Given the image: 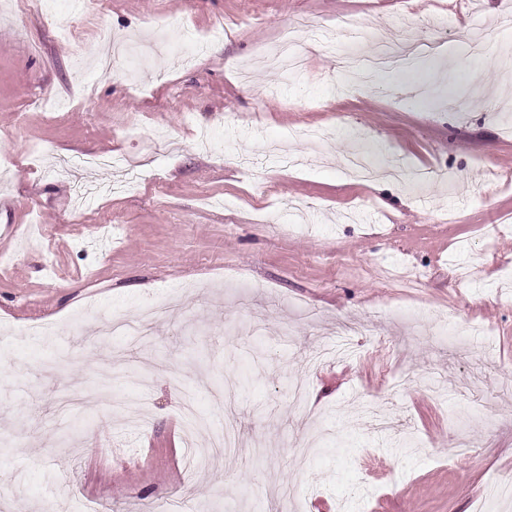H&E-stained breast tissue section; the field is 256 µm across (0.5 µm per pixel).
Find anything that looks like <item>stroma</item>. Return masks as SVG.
<instances>
[{
  "label": "stroma",
  "instance_id": "stroma-1",
  "mask_svg": "<svg viewBox=\"0 0 512 512\" xmlns=\"http://www.w3.org/2000/svg\"><path fill=\"white\" fill-rule=\"evenodd\" d=\"M26 2L0 0V512H475L512 473L501 0ZM289 24L306 67L266 69ZM403 29L441 51L340 74ZM116 41L166 50L108 73ZM355 152L430 179L374 190ZM105 154L151 165L85 162ZM149 299L150 340L99 335ZM351 322L372 332L337 355ZM188 397L245 443L194 473Z\"/></svg>",
  "mask_w": 512,
  "mask_h": 512
}]
</instances>
